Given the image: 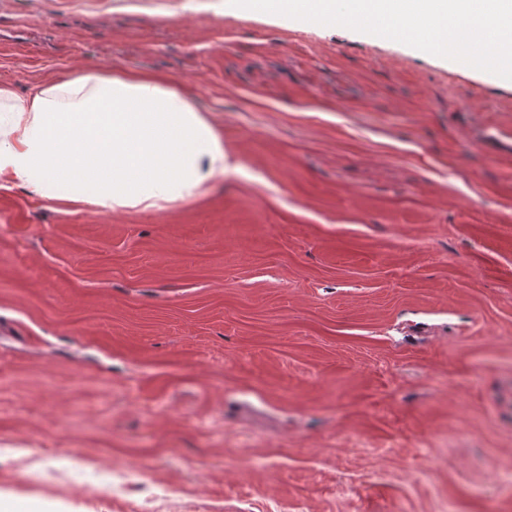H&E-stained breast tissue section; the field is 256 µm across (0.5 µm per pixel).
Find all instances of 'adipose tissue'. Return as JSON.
Masks as SVG:
<instances>
[{"label":"adipose tissue","mask_w":512,"mask_h":512,"mask_svg":"<svg viewBox=\"0 0 512 512\" xmlns=\"http://www.w3.org/2000/svg\"><path fill=\"white\" fill-rule=\"evenodd\" d=\"M0 108V188L64 207L162 210L230 167L207 116L162 77L74 76L23 97L0 84Z\"/></svg>","instance_id":"1"}]
</instances>
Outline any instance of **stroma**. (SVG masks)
Returning <instances> with one entry per match:
<instances>
[{"mask_svg":"<svg viewBox=\"0 0 512 512\" xmlns=\"http://www.w3.org/2000/svg\"><path fill=\"white\" fill-rule=\"evenodd\" d=\"M123 72L232 169L160 211L0 189V502L512 512V82L227 0H0L18 95Z\"/></svg>","mask_w":512,"mask_h":512,"instance_id":"1","label":"stroma"}]
</instances>
